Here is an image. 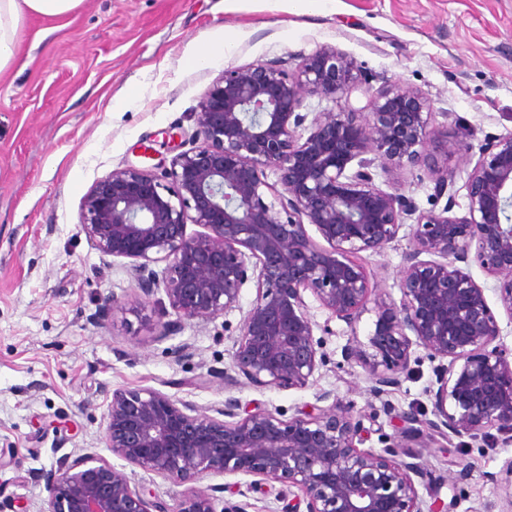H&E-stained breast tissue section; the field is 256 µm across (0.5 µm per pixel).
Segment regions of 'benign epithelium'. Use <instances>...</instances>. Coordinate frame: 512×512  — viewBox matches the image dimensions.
Wrapping results in <instances>:
<instances>
[{
    "label": "benign epithelium",
    "instance_id": "7a95c632",
    "mask_svg": "<svg viewBox=\"0 0 512 512\" xmlns=\"http://www.w3.org/2000/svg\"><path fill=\"white\" fill-rule=\"evenodd\" d=\"M355 93L365 105H354ZM307 95L339 111L315 113L304 137L307 115L298 109ZM431 116L416 89L371 92L355 62L334 48L316 51L295 75L267 63L227 69L194 113L196 146L172 160L173 188L147 170L115 169L85 196L81 224L101 253L131 260L143 297L164 284L175 319L162 324V339L187 321L240 308L242 288L255 283L225 384L306 387L329 362L330 329L314 320L305 294L349 327L373 299V353L344 350L367 371L371 395L402 385L416 347L436 363L433 418L403 414L405 434L420 424L448 440L484 444L499 435L512 443V349L484 288L459 267L473 259L495 278L512 318V133L480 145L463 216H448L452 201L442 213L419 215L412 201L377 186L373 169L389 175L427 164L431 146L446 159L457 155L461 143L434 129ZM189 224L203 231L189 235ZM405 228L400 301H387L358 255L381 252ZM163 260L159 274L151 265ZM329 399L285 419L233 396L211 416L158 390L115 391L106 443L129 464L180 485L210 475L253 480L234 483L227 499L215 496L223 485L172 506L88 458L41 474L48 512H247L249 494H268L273 482L283 485L277 512H448L419 494L417 485L433 478L408 446L364 447L374 429L332 392L317 396Z\"/></svg>",
    "mask_w": 512,
    "mask_h": 512
}]
</instances>
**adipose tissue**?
I'll return each instance as SVG.
<instances>
[{"label": "adipose tissue", "mask_w": 512, "mask_h": 512, "mask_svg": "<svg viewBox=\"0 0 512 512\" xmlns=\"http://www.w3.org/2000/svg\"><path fill=\"white\" fill-rule=\"evenodd\" d=\"M82 0H0V76L18 59L20 35L28 15L48 22L50 30L67 26Z\"/></svg>", "instance_id": "1"}]
</instances>
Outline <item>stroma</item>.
<instances>
[{"instance_id":"stroma-1","label":"stroma","mask_w":512,"mask_h":512,"mask_svg":"<svg viewBox=\"0 0 512 512\" xmlns=\"http://www.w3.org/2000/svg\"><path fill=\"white\" fill-rule=\"evenodd\" d=\"M24 24L16 65L0 78V512H47L42 472L91 456L124 471L133 487L167 503L187 486L128 464L106 445L108 404L116 390L155 389L213 413L227 397L292 416L333 391L381 435L403 437L401 415H431L434 365L420 359L402 386L369 393L346 345H367L377 319L368 303L354 327L309 300L328 325L329 363L302 389L225 386L232 341L256 295L215 320L190 321L159 339L169 303L164 290L143 297L130 262L96 250L81 225L85 195L112 170L167 171L176 154L168 134L193 133V115L224 70L271 63L287 73L322 46L352 57L367 87L401 83L432 105V124L467 145L448 160V192L437 194L432 167L378 174L382 189L418 211L465 212L467 174L490 136L512 133V0H335L323 13L284 0H83L72 22L44 35ZM230 38L224 57L189 68L185 57L207 40ZM408 246L363 253L373 280L399 298ZM126 308L112 311L111 298ZM184 347L175 356L176 347ZM424 467L443 478L432 493L451 512H512V490L495 480L512 464V443L459 446L430 432L411 442ZM467 464L464 493L449 473Z\"/></svg>"}]
</instances>
